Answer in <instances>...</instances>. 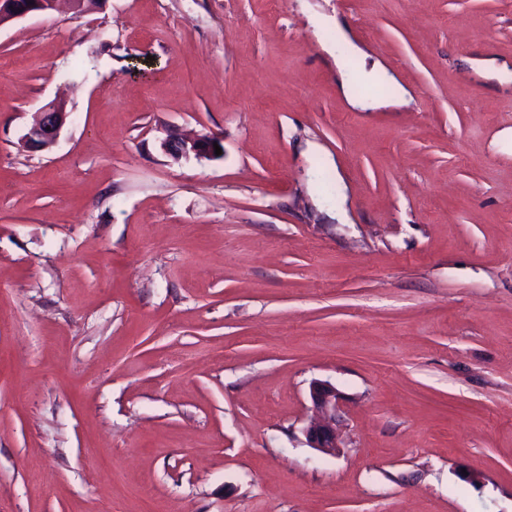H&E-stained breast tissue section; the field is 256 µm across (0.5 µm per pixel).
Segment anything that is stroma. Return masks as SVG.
I'll use <instances>...</instances> for the list:
<instances>
[{
	"mask_svg": "<svg viewBox=\"0 0 512 512\" xmlns=\"http://www.w3.org/2000/svg\"><path fill=\"white\" fill-rule=\"evenodd\" d=\"M0 512H512V0L0 26ZM65 120L63 106L55 102L49 103L39 112L36 123L22 137L23 145L35 150L50 149L57 142ZM214 142H217L220 147L217 137L211 135H199L192 139L170 136L162 145L164 150L175 159L187 158L190 155L202 158L215 153ZM310 399L315 415L304 430L307 442L325 455H336L341 448L336 431V411L341 397L330 383L315 381L310 386Z\"/></svg>",
	"mask_w": 512,
	"mask_h": 512,
	"instance_id": "35a3bbf8",
	"label": "stroma"
}]
</instances>
